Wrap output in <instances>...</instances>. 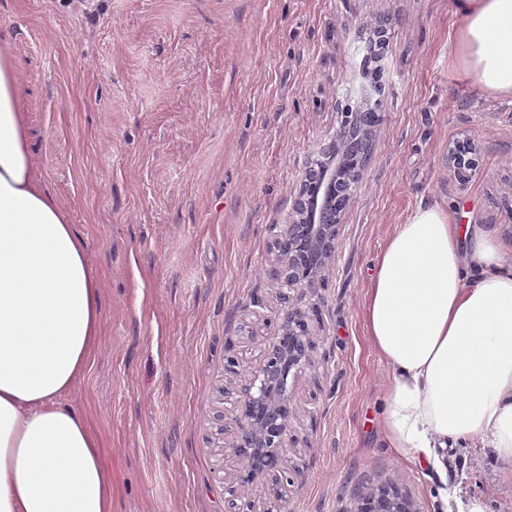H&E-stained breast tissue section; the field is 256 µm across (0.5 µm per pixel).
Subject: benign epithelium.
<instances>
[{
  "label": "benign epithelium",
  "mask_w": 512,
  "mask_h": 512,
  "mask_svg": "<svg viewBox=\"0 0 512 512\" xmlns=\"http://www.w3.org/2000/svg\"><path fill=\"white\" fill-rule=\"evenodd\" d=\"M353 93L364 104L382 107V90L361 85ZM330 161L327 171L307 170L288 223L273 241L276 277L289 291L315 287L335 256L337 228L348 202L332 201L326 189L329 178L346 168V161L340 153ZM310 347L305 312L298 304H291L269 342L263 364L243 387L241 410L233 419L231 448L241 463L238 481L251 490L259 486L276 499L281 498L283 448L287 447L292 419L288 377L309 365ZM353 512H412V505L380 489L359 495Z\"/></svg>",
  "instance_id": "obj_1"
}]
</instances>
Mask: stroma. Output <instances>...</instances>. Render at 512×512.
Returning <instances> with one entry per match:
<instances>
[{"label": "stroma", "mask_w": 512, "mask_h": 512, "mask_svg": "<svg viewBox=\"0 0 512 512\" xmlns=\"http://www.w3.org/2000/svg\"><path fill=\"white\" fill-rule=\"evenodd\" d=\"M454 0H0L38 173L87 240L103 332L68 398L100 431L112 512H352L385 486L433 512L438 475L382 442L387 376L362 300L394 226L423 200L512 228V104L449 63ZM385 25L381 121L308 289L311 363L289 379L282 500L241 486L224 431L240 374L284 304L272 248L336 103ZM471 147V169L448 150ZM265 306L254 309V298ZM449 486L512 512V475L456 451Z\"/></svg>", "instance_id": "stroma-1"}]
</instances>
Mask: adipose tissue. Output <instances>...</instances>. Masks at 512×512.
I'll list each match as a JSON object with an SVG mask.
<instances>
[{
  "instance_id": "ef3b65f1",
  "label": "adipose tissue",
  "mask_w": 512,
  "mask_h": 512,
  "mask_svg": "<svg viewBox=\"0 0 512 512\" xmlns=\"http://www.w3.org/2000/svg\"><path fill=\"white\" fill-rule=\"evenodd\" d=\"M450 63L477 95L512 102V0H455ZM0 52V512H112V473L67 402L103 325L86 242L43 186ZM384 359V445L446 470L482 448L512 470V237L422 201L395 225L363 302Z\"/></svg>"
}]
</instances>
